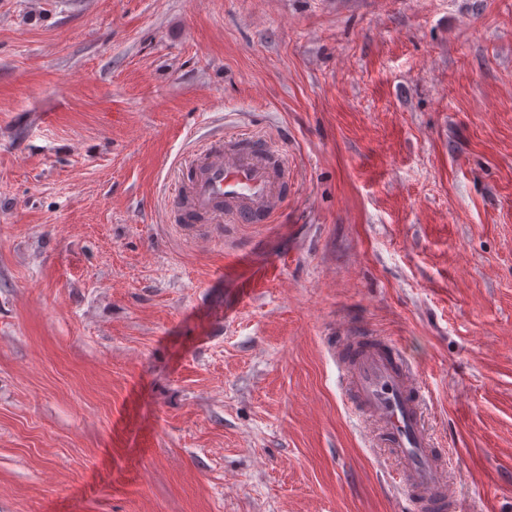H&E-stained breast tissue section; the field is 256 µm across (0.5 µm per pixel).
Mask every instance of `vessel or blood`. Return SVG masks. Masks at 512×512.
<instances>
[{
  "label": "vessel or blood",
  "mask_w": 512,
  "mask_h": 512,
  "mask_svg": "<svg viewBox=\"0 0 512 512\" xmlns=\"http://www.w3.org/2000/svg\"><path fill=\"white\" fill-rule=\"evenodd\" d=\"M291 169L266 136H224L203 144L196 162L185 163L170 200L176 222L201 215L230 217L235 224H265L281 208ZM355 407L378 427L377 443L403 464L402 486L427 512H456L457 496L447 464L424 424L421 386L402 351L391 341L365 343L348 337L338 354Z\"/></svg>",
  "instance_id": "1"
}]
</instances>
